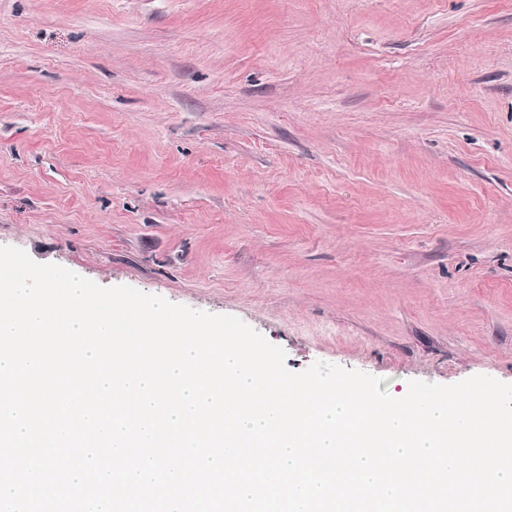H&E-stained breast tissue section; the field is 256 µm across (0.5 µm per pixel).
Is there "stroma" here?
Wrapping results in <instances>:
<instances>
[{"label": "stroma", "instance_id": "1", "mask_svg": "<svg viewBox=\"0 0 512 512\" xmlns=\"http://www.w3.org/2000/svg\"><path fill=\"white\" fill-rule=\"evenodd\" d=\"M0 246L512 384V0H0Z\"/></svg>", "mask_w": 512, "mask_h": 512}]
</instances>
